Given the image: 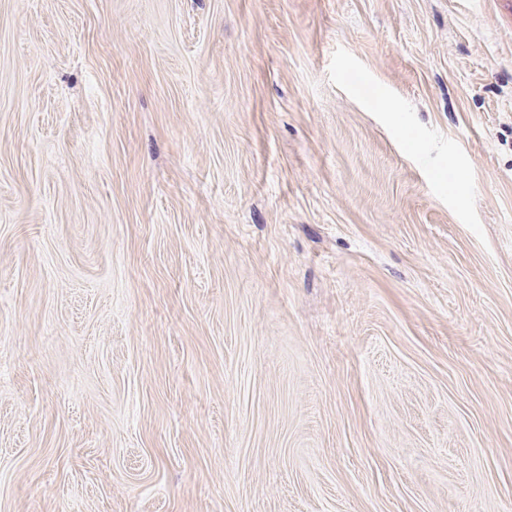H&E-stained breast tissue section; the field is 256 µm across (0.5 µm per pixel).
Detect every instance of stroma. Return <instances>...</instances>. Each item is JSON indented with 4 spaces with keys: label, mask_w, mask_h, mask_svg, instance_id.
<instances>
[{
    "label": "stroma",
    "mask_w": 512,
    "mask_h": 512,
    "mask_svg": "<svg viewBox=\"0 0 512 512\" xmlns=\"http://www.w3.org/2000/svg\"><path fill=\"white\" fill-rule=\"evenodd\" d=\"M0 512H512V0H0Z\"/></svg>",
    "instance_id": "35a3bbf8"
}]
</instances>
